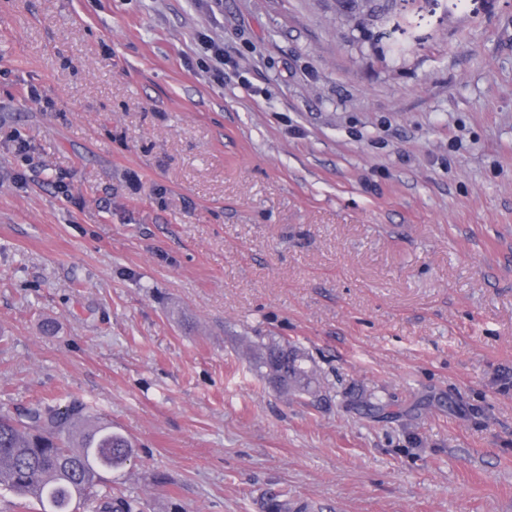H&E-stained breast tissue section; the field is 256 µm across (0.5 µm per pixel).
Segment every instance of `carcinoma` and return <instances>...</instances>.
Here are the masks:
<instances>
[{
  "mask_svg": "<svg viewBox=\"0 0 512 512\" xmlns=\"http://www.w3.org/2000/svg\"><path fill=\"white\" fill-rule=\"evenodd\" d=\"M250 363L283 393L317 396L322 389L308 357L288 343H252ZM135 450L128 436L78 400L37 401L0 412V492L30 497L40 512H140V503L107 483Z\"/></svg>",
  "mask_w": 512,
  "mask_h": 512,
  "instance_id": "carcinoma-1",
  "label": "carcinoma"
}]
</instances>
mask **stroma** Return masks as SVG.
Instances as JSON below:
<instances>
[{
	"label": "stroma",
	"mask_w": 512,
	"mask_h": 512,
	"mask_svg": "<svg viewBox=\"0 0 512 512\" xmlns=\"http://www.w3.org/2000/svg\"><path fill=\"white\" fill-rule=\"evenodd\" d=\"M1 67L0 407L143 512H512V0H0ZM200 48L204 56L207 58L209 64H207V71L211 73V76L218 80H224V65L226 64L224 58V46L216 43L210 37H203L200 40ZM250 363L271 386L283 393L316 397L323 386L308 357L295 345L280 343H251Z\"/></svg>",
	"instance_id": "obj_1"
}]
</instances>
